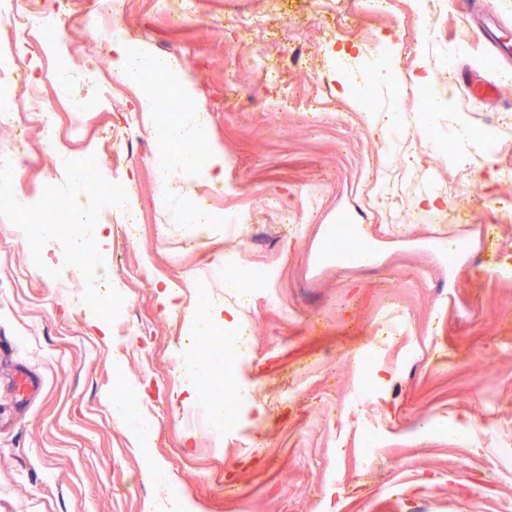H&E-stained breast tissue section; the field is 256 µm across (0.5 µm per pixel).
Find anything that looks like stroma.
<instances>
[{
  "instance_id": "35a3bbf8",
  "label": "stroma",
  "mask_w": 512,
  "mask_h": 512,
  "mask_svg": "<svg viewBox=\"0 0 512 512\" xmlns=\"http://www.w3.org/2000/svg\"><path fill=\"white\" fill-rule=\"evenodd\" d=\"M102 2L80 0L69 19L72 76L42 84L47 99L86 94L78 74L111 66L89 37ZM393 3L380 16L370 0H193L199 24L127 0L129 40L181 62L235 192L214 199L205 179L169 173L170 193L199 218L171 223L143 161L163 147L156 111L141 113L130 143L108 149L100 179L128 188L109 206L71 183L80 149L59 160L28 129L18 190L36 215L48 182L56 199L81 194L83 219L106 217L112 233L93 245L110 269L104 286L119 289L143 330L138 359L114 352L89 327V307L56 293L72 275L67 238L32 241L0 210V512H145L173 500L191 512H512V472L498 465L512 448V277L497 271L512 267V128L489 126L512 113V88L501 85L512 55L489 66L500 46L477 34L458 0ZM252 11L258 28L237 29ZM430 12L438 32L413 40ZM447 71L450 82L437 81ZM470 73L499 85V99L476 98ZM409 86L444 97L446 110L414 111ZM373 112L400 113L412 141L394 144ZM461 125L462 142L448 135ZM429 192L438 208L419 209ZM224 207L243 209L246 223L209 220ZM339 223L360 226L371 261L326 249V229ZM460 234L470 247L451 266L445 252ZM239 249L272 270L279 306L225 288L217 271ZM143 261L160 273L146 292L131 276ZM173 274L183 286L167 309L159 293ZM221 308L248 349L238 371L246 399L237 430L208 448L184 417L203 407L187 397L201 388L194 323ZM367 349L381 359L377 397L361 407L354 357ZM18 366L38 380L22 402L9 384ZM139 388L145 453L107 400ZM375 440V464L354 467L353 450ZM152 458L165 473L150 470Z\"/></svg>"
}]
</instances>
